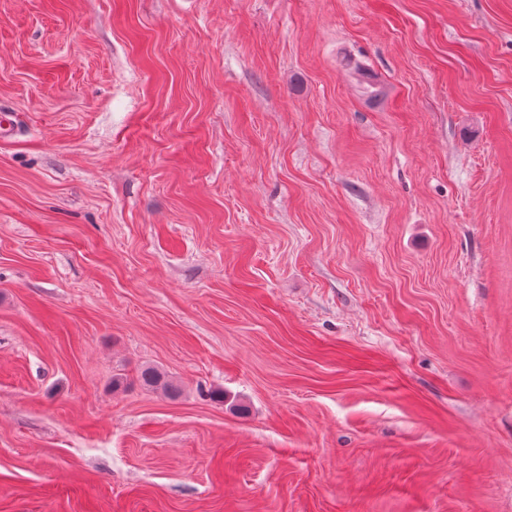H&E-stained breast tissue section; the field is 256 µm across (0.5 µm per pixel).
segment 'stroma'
<instances>
[{"instance_id":"obj_1","label":"stroma","mask_w":512,"mask_h":512,"mask_svg":"<svg viewBox=\"0 0 512 512\" xmlns=\"http://www.w3.org/2000/svg\"><path fill=\"white\" fill-rule=\"evenodd\" d=\"M2 112L0 512H512V0H0Z\"/></svg>"}]
</instances>
